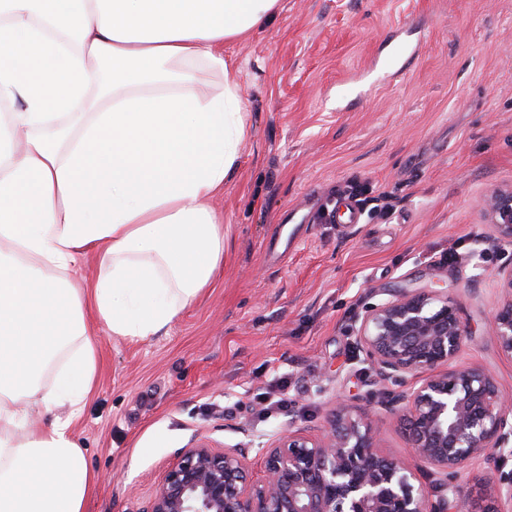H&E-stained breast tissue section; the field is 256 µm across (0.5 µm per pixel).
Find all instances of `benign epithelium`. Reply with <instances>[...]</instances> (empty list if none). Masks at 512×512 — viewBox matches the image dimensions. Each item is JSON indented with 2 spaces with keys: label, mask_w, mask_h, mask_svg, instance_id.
I'll list each match as a JSON object with an SVG mask.
<instances>
[{
  "label": "benign epithelium",
  "mask_w": 512,
  "mask_h": 512,
  "mask_svg": "<svg viewBox=\"0 0 512 512\" xmlns=\"http://www.w3.org/2000/svg\"><path fill=\"white\" fill-rule=\"evenodd\" d=\"M488 221L512 240V189L484 202ZM506 300L491 317L500 349L512 356V261L499 267ZM468 331L458 301L437 288L404 289L366 307L356 328L364 361L384 385L400 388L385 405L403 423L409 448L438 475L428 488L404 462L378 450L374 398L340 401L327 427L309 434L293 426L259 449L262 475L249 465L254 439L217 450L204 440L182 451L141 512H466V477L487 464L496 491L485 512L512 506V401L481 366H456Z\"/></svg>",
  "instance_id": "1"
}]
</instances>
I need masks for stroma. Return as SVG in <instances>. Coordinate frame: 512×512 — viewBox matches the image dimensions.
Returning a JSON list of instances; mask_svg holds the SVG:
<instances>
[{
    "instance_id": "35a3bbf8",
    "label": "stroma",
    "mask_w": 512,
    "mask_h": 512,
    "mask_svg": "<svg viewBox=\"0 0 512 512\" xmlns=\"http://www.w3.org/2000/svg\"><path fill=\"white\" fill-rule=\"evenodd\" d=\"M224 53L250 121L213 201L224 271L145 339L109 335L87 310L97 377L75 424L96 476L86 512H139L197 439L220 449L246 428L322 432L337 399L376 377L359 317L406 288L459 301L458 364L484 367L512 398V356L491 329L512 241L482 214L491 190L512 188V0H281ZM387 61L403 74L339 95ZM350 184L367 189L360 223L301 225L282 250L289 211L333 207ZM374 423L383 454L422 470L402 425L382 411Z\"/></svg>"
}]
</instances>
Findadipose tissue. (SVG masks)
I'll return each mask as SVG.
<instances>
[{
	"label": "adipose tissue",
	"mask_w": 512,
	"mask_h": 512,
	"mask_svg": "<svg viewBox=\"0 0 512 512\" xmlns=\"http://www.w3.org/2000/svg\"><path fill=\"white\" fill-rule=\"evenodd\" d=\"M280 2L0 0V512H85L86 307L146 338L223 269L211 201L249 139L224 47ZM91 252L88 287L74 272ZM37 408L52 418L35 430Z\"/></svg>",
	"instance_id": "ef3b65f1"
}]
</instances>
